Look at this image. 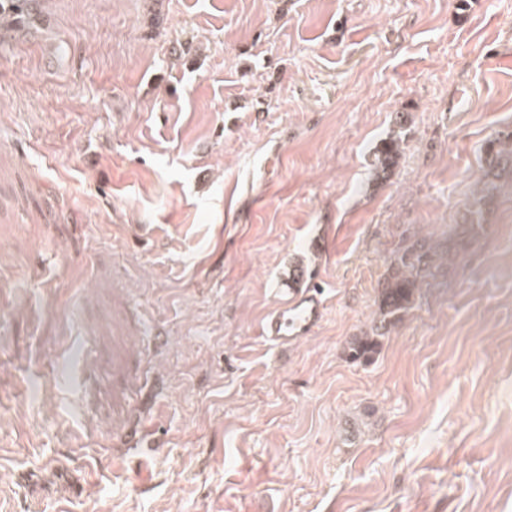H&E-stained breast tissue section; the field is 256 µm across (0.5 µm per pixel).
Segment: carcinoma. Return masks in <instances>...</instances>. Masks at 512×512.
Instances as JSON below:
<instances>
[{"mask_svg":"<svg viewBox=\"0 0 512 512\" xmlns=\"http://www.w3.org/2000/svg\"><path fill=\"white\" fill-rule=\"evenodd\" d=\"M42 0H0V44L12 34L36 25L41 15ZM406 119L402 113H396L392 133L377 149L373 160L375 179L384 181L389 178L402 154V139L399 130ZM421 257L404 253L398 259L399 273L384 288L380 297V319L374 328V335L360 336L349 347V357L353 361H368L379 350V337L385 335L398 314L405 310L417 288L414 271L421 265Z\"/></svg>","mask_w":512,"mask_h":512,"instance_id":"carcinoma-1","label":"carcinoma"}]
</instances>
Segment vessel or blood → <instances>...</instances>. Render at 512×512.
<instances>
[{"instance_id":"obj_1","label":"vessel or blood","mask_w":512,"mask_h":512,"mask_svg":"<svg viewBox=\"0 0 512 512\" xmlns=\"http://www.w3.org/2000/svg\"><path fill=\"white\" fill-rule=\"evenodd\" d=\"M324 291L318 281L286 289L283 298L264 317L260 334L271 344L288 349L310 336L326 315Z\"/></svg>"}]
</instances>
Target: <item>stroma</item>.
Returning a JSON list of instances; mask_svg holds the SVG:
<instances>
[{
	"label": "stroma",
	"instance_id": "stroma-1",
	"mask_svg": "<svg viewBox=\"0 0 512 512\" xmlns=\"http://www.w3.org/2000/svg\"><path fill=\"white\" fill-rule=\"evenodd\" d=\"M508 132L512 0H50L0 45V512H512ZM406 119L404 113H396L393 120L392 133L377 149L373 160L375 180L385 181L389 178L399 157L402 154V139L399 130L403 128ZM397 129V130H396ZM420 256L404 253L398 259L399 273L383 288L380 297V319L374 328V336H360L349 347L353 361H369L379 350V337L384 336L398 319L399 313L407 308L417 288V274L421 265ZM323 294L321 284L315 280L305 288L286 289L282 300L264 317L260 335L284 350L306 339L325 319Z\"/></svg>",
	"mask_w": 512,
	"mask_h": 512
}]
</instances>
